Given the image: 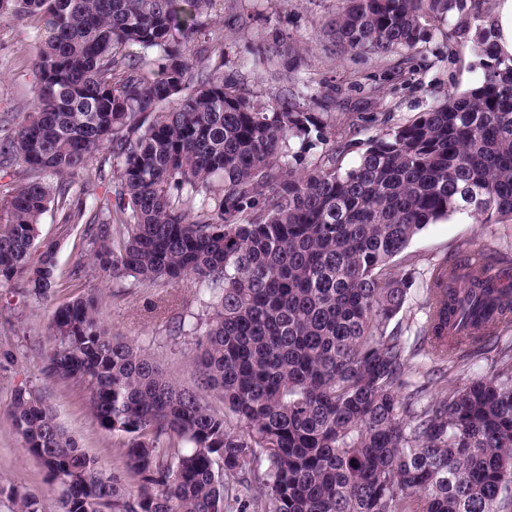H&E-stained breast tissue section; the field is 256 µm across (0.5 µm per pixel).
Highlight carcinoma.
Here are the masks:
<instances>
[{
  "instance_id": "1",
  "label": "carcinoma",
  "mask_w": 512,
  "mask_h": 512,
  "mask_svg": "<svg viewBox=\"0 0 512 512\" xmlns=\"http://www.w3.org/2000/svg\"><path fill=\"white\" fill-rule=\"evenodd\" d=\"M216 0H0L33 24L29 111L0 118V288L39 299L100 276L143 287L192 276L205 313L197 385L177 384L79 293L49 323L45 375L82 387L97 425L123 437L127 486L79 448L41 393L19 386L7 418L45 472L57 512H509L512 345L493 374L448 385L462 347L512 325V260L470 250L426 288L417 340L437 369L401 393L412 352L387 331L410 271L394 259L459 211L512 221V57L490 53L484 0H345L333 42L376 59L424 41L423 21L472 35L483 73L341 165L332 102L287 91L257 106L224 62ZM289 52L276 29L255 61ZM322 145L298 168L295 142ZM103 194H98L99 188ZM51 212L82 226L84 258L61 280ZM240 424L228 427L226 414ZM257 499L229 496L244 471ZM10 512H43L0 479Z\"/></svg>"
}]
</instances>
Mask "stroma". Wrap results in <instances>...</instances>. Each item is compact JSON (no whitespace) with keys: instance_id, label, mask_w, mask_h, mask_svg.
<instances>
[{"instance_id":"stroma-1","label":"stroma","mask_w":512,"mask_h":512,"mask_svg":"<svg viewBox=\"0 0 512 512\" xmlns=\"http://www.w3.org/2000/svg\"><path fill=\"white\" fill-rule=\"evenodd\" d=\"M342 5V0H288L287 7L280 10L266 0L258 7L271 16L270 22L264 23L252 20L257 9L252 0H218V16L236 21L240 27L238 33L226 37L224 59L240 65L241 82L256 103H273L287 88L304 97L316 92L335 100L337 130L357 125L361 141L411 120L448 92L481 78L472 41L450 34L444 22H426L424 42L382 60L333 45L325 23ZM271 24L287 34L289 44L297 46L300 61L277 58L253 67L255 47L265 39ZM34 50V31L28 23L0 20V114L23 111L32 102L37 84L32 68ZM463 243L511 255L512 222L482 224L473 217L464 220L453 215L421 230L396 258L397 266L411 269L412 276L404 308L390 322V329L414 338L425 317L424 287L435 264ZM83 287L102 294V319L115 336L143 348L178 384L194 387L190 359L196 339L173 330L180 317L203 310L193 279H184L172 288H124L119 282L94 278ZM69 296L64 290L36 300L18 288L0 292V478L38 497L44 512L56 510L45 474L24 453L6 418L16 387H38L65 433L98 458L107 473L118 472L119 436L99 428L81 387L58 384L42 372L47 352L45 329L55 307Z\"/></svg>"}]
</instances>
